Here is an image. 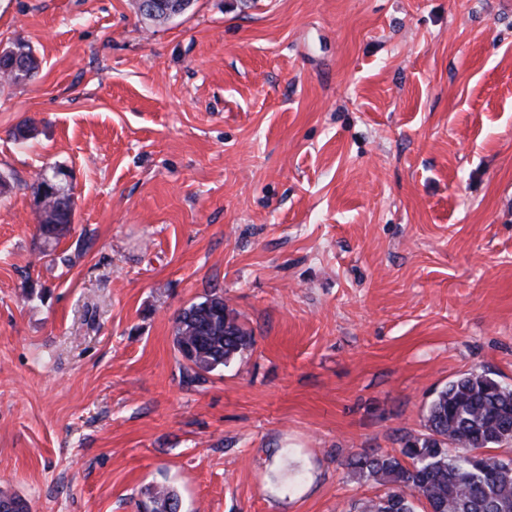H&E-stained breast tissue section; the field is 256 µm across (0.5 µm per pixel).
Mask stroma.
<instances>
[{
    "label": "stroma",
    "mask_w": 512,
    "mask_h": 512,
    "mask_svg": "<svg viewBox=\"0 0 512 512\" xmlns=\"http://www.w3.org/2000/svg\"><path fill=\"white\" fill-rule=\"evenodd\" d=\"M0 496L347 512L358 453L512 387V0H0ZM62 168L44 251L33 188ZM220 289L253 346L182 378ZM59 199H65L67 203L60 206ZM49 209L44 214H38V230L44 243V250L53 247L61 237L69 231L73 216V202L70 189H66L57 182L56 193L48 201ZM149 504H145L144 512H178L177 507L180 505L177 494L167 487H158L149 491ZM174 502L175 508L169 509V503ZM169 509V510H168Z\"/></svg>",
    "instance_id": "stroma-1"
}]
</instances>
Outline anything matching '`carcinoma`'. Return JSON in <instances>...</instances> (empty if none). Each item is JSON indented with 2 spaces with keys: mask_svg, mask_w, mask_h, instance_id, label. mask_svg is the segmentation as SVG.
<instances>
[{
  "mask_svg": "<svg viewBox=\"0 0 512 512\" xmlns=\"http://www.w3.org/2000/svg\"><path fill=\"white\" fill-rule=\"evenodd\" d=\"M24 73L0 70L13 82L31 79L38 69L25 46ZM49 209L38 215L44 247L70 231L73 202L70 190L57 185ZM254 342L252 331L239 322L214 289L202 301L183 309L174 321V346L184 361L189 383L226 367ZM427 433L402 439L400 456L361 453L348 463V477L374 478L384 495L350 507L352 512H416L414 499H425L433 512H512V459L487 455L478 462L475 448L512 440V388L486 374L466 373L436 392L426 409ZM410 460L406 466L401 458ZM143 512H177V494L167 487L149 491Z\"/></svg>",
  "mask_w": 512,
  "mask_h": 512,
  "instance_id": "obj_1",
  "label": "carcinoma"
}]
</instances>
